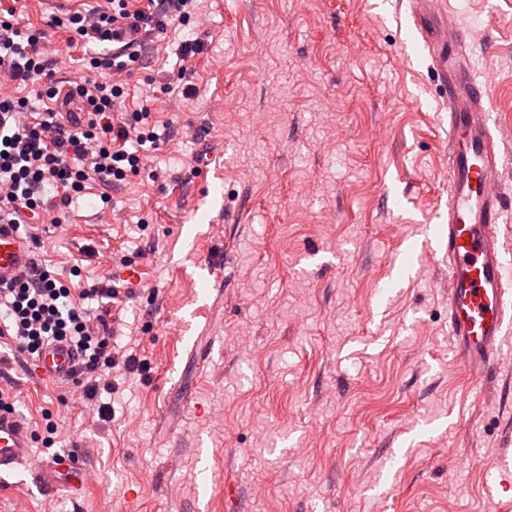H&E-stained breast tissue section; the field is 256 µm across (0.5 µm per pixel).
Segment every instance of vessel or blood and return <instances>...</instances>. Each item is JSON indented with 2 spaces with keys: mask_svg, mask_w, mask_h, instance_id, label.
<instances>
[{
  "mask_svg": "<svg viewBox=\"0 0 512 512\" xmlns=\"http://www.w3.org/2000/svg\"><path fill=\"white\" fill-rule=\"evenodd\" d=\"M424 42L448 96V215L436 236L448 267V337L480 383L503 351V336L512 333V256L502 243L503 229L512 222V210L504 205L507 163L492 133L489 84L462 51L463 28L451 24L447 35H428ZM29 251L24 237L0 224V283L27 267ZM76 362L67 347L52 345L38 368L42 376L62 378ZM30 463L46 489L84 487L79 457L34 463L27 426L16 414L0 412V474Z\"/></svg>",
  "mask_w": 512,
  "mask_h": 512,
  "instance_id": "1",
  "label": "vessel or blood"
}]
</instances>
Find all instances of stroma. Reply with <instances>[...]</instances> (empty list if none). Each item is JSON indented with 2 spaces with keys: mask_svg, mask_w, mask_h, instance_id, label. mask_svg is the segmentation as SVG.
Returning <instances> with one entry per match:
<instances>
[{
  "mask_svg": "<svg viewBox=\"0 0 512 512\" xmlns=\"http://www.w3.org/2000/svg\"><path fill=\"white\" fill-rule=\"evenodd\" d=\"M104 3L0 7L48 29L66 81L90 76L87 49L48 24ZM418 10L467 30L512 154V0H197L144 39L116 109L149 106L160 144L139 175L45 214L37 254L77 267L70 286L119 288L116 341L149 369L110 375L102 420L0 337L34 462L76 455L93 475L74 496L2 474L0 512H512V354L469 379L448 275L423 248L447 216L448 103ZM192 32L203 48L183 72ZM200 154L221 173L197 172Z\"/></svg>",
  "mask_w": 512,
  "mask_h": 512,
  "instance_id": "obj_1",
  "label": "stroma"
}]
</instances>
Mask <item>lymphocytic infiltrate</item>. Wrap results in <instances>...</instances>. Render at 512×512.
<instances>
[{
	"mask_svg": "<svg viewBox=\"0 0 512 512\" xmlns=\"http://www.w3.org/2000/svg\"><path fill=\"white\" fill-rule=\"evenodd\" d=\"M194 2L158 0L134 9L129 0H108L105 9L56 16L52 24L83 45L100 44L119 38L126 27L150 23L166 31L173 21L190 18ZM43 38V32L22 31L0 15V72L18 84L35 85L36 98L52 100L61 92L51 63L42 57ZM66 95L75 111L49 109L29 118L27 98L0 94V222L28 227L46 207H68L87 181L108 186L138 174L139 146L158 144L149 107L131 116L116 111L120 87L82 80ZM132 140L137 150L127 149ZM118 296V289L100 283L72 291L55 267L36 262L29 274L0 287V321L19 351L30 356H39L54 342L72 346L78 363L71 379L82 399L90 401L105 371L120 365L130 371L148 368L133 352L117 358L109 331L92 325L88 301Z\"/></svg>",
	"mask_w": 512,
	"mask_h": 512,
	"instance_id": "1",
	"label": "lymphocytic infiltrate"
}]
</instances>
